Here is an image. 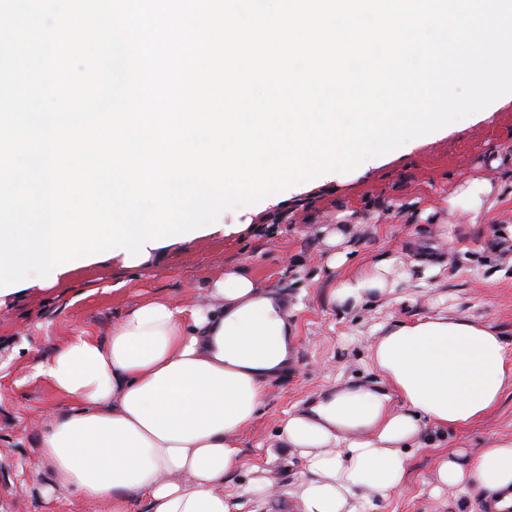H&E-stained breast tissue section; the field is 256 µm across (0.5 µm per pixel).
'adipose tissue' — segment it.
<instances>
[{
  "instance_id": "1",
  "label": "adipose tissue",
  "mask_w": 512,
  "mask_h": 512,
  "mask_svg": "<svg viewBox=\"0 0 512 512\" xmlns=\"http://www.w3.org/2000/svg\"><path fill=\"white\" fill-rule=\"evenodd\" d=\"M384 258L331 291L359 303L393 288ZM284 307L240 267L210 279L203 301L146 300L110 336L77 332L39 368L69 406L47 426L39 453L51 491H77L98 512H236L224 482L246 464L236 436L254 419L272 376L287 368ZM383 385L342 386L289 414L266 462L295 454L305 476L301 512H364L404 488L424 425L455 429L512 391V359L491 325L438 315L383 329L370 344ZM399 397L402 406L390 405ZM439 487L481 500L512 489V438L441 460Z\"/></svg>"
}]
</instances>
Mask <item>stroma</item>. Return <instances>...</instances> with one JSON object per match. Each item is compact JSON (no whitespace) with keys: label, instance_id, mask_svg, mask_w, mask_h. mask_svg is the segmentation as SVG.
Listing matches in <instances>:
<instances>
[{"label":"stroma","instance_id":"1","mask_svg":"<svg viewBox=\"0 0 512 512\" xmlns=\"http://www.w3.org/2000/svg\"><path fill=\"white\" fill-rule=\"evenodd\" d=\"M483 179L492 193L480 211L459 194ZM237 233L202 236L158 249L137 268L112 260L82 268L49 288L29 287L0 307V512H84L76 491L47 499L52 475L39 455L45 422L69 401L39 375L40 364L76 332L106 337L148 298L192 303L217 273L247 267L256 281L288 298L291 362L273 379L254 421L239 434L247 464L224 484L245 512H299L292 490L304 464L283 459L271 478L276 494L255 490L263 449L290 412L343 384L373 387L381 378L369 345L382 324L444 313L491 324L512 345V101L386 153L365 173L291 193L261 211L226 210ZM348 224V259L328 269L326 231ZM384 257L410 277L391 292L354 306L332 301L339 282ZM409 449L404 490L373 500L368 512H480L452 491L432 495L442 457L512 437V391L484 419L459 429L425 427Z\"/></svg>","mask_w":512,"mask_h":512}]
</instances>
